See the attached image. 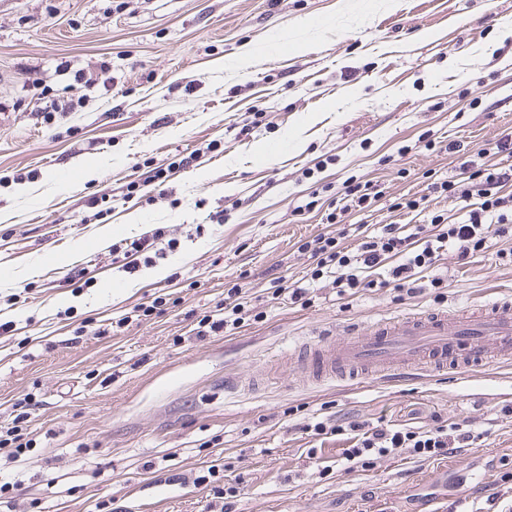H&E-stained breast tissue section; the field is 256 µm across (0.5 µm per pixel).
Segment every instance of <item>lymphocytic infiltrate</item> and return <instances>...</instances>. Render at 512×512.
Returning a JSON list of instances; mask_svg holds the SVG:
<instances>
[{
  "label": "lymphocytic infiltrate",
  "instance_id": "f902f5d3",
  "mask_svg": "<svg viewBox=\"0 0 512 512\" xmlns=\"http://www.w3.org/2000/svg\"><path fill=\"white\" fill-rule=\"evenodd\" d=\"M476 201L466 202L460 216L453 219L435 215L432 218L439 231L435 238L421 239L397 224L384 225L380 234L363 236L356 252L340 248L336 236L321 234L305 242L316 262L311 280L333 278L339 294L366 287L364 273L370 269H385L389 282L395 288L410 294H422L429 289H441L439 278H424L423 272L431 267L441 244L451 243L461 255L493 250L496 238L512 237V193L504 194L507 183L512 182V169H479ZM315 435H346L352 444L344 449V459L356 466L370 467L376 460L409 449L422 459L447 456L454 444L467 442L469 432L459 424H437L432 427H371L357 420L342 423L320 421L314 424Z\"/></svg>",
  "mask_w": 512,
  "mask_h": 512
}]
</instances>
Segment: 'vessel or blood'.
<instances>
[{
  "mask_svg": "<svg viewBox=\"0 0 512 512\" xmlns=\"http://www.w3.org/2000/svg\"><path fill=\"white\" fill-rule=\"evenodd\" d=\"M297 367L313 382L357 379L395 366L434 372L476 369L512 360V301L464 314L433 312L386 320L359 336L299 349Z\"/></svg>",
  "mask_w": 512,
  "mask_h": 512,
  "instance_id": "1",
  "label": "vessel or blood"
}]
</instances>
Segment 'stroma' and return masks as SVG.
Masks as SVG:
<instances>
[{
	"mask_svg": "<svg viewBox=\"0 0 512 512\" xmlns=\"http://www.w3.org/2000/svg\"><path fill=\"white\" fill-rule=\"evenodd\" d=\"M508 135L512 0H0V431L30 442L18 459L0 447V512H512V363L299 385L290 358L512 299V263L443 248L438 300L340 299L328 280L304 306L283 293L317 235L351 250L361 231L459 214L432 189L461 178L447 143L506 168ZM350 178L378 196L328 224ZM156 229L163 255L124 269L114 247ZM239 282L259 320L198 335ZM137 307L150 315L127 320ZM228 373L263 386L225 388ZM329 416L473 438L351 470L345 440L304 432ZM213 460L237 497L195 485Z\"/></svg>",
	"mask_w": 512,
	"mask_h": 512,
	"instance_id": "stroma-1",
	"label": "stroma"
}]
</instances>
